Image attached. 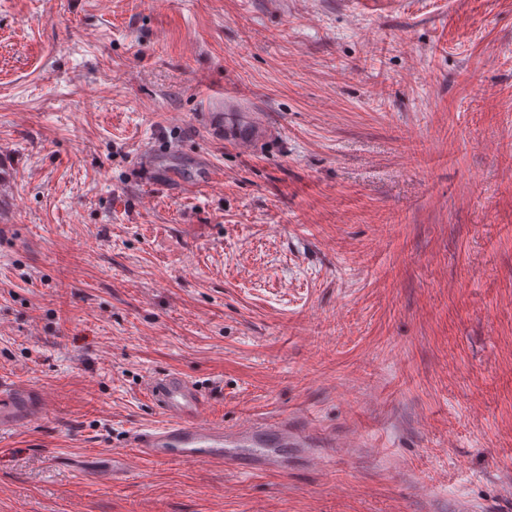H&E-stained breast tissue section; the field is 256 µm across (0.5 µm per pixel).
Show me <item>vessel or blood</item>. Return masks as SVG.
<instances>
[{"label":"vessel or blood","mask_w":512,"mask_h":512,"mask_svg":"<svg viewBox=\"0 0 512 512\" xmlns=\"http://www.w3.org/2000/svg\"><path fill=\"white\" fill-rule=\"evenodd\" d=\"M207 122L213 135L238 145L261 138L260 126L233 119L220 97L209 106ZM146 393L162 414V423L132 432L126 449L106 451L96 472L99 481L108 483L127 476L134 458L163 463L178 457L237 469L244 448L258 451L252 459L253 467H276L280 464L279 449L301 446L311 439L309 432L291 428L284 418L253 422L237 430L224 428L222 423L208 417L206 398L196 383L179 371L152 376L146 384ZM45 410V397L38 388L0 381V433L34 423Z\"/></svg>","instance_id":"1"}]
</instances>
